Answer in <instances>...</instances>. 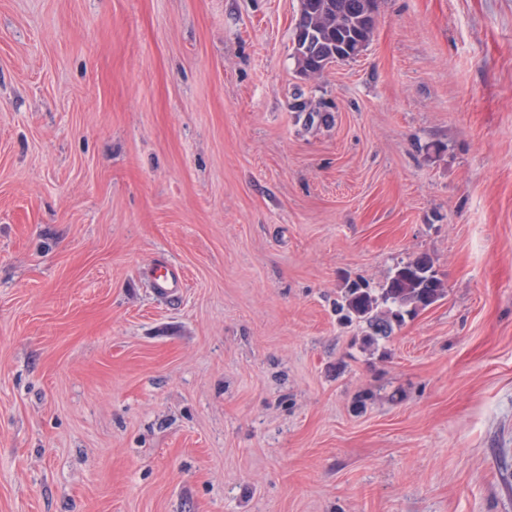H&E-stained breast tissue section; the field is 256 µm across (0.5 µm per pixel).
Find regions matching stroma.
I'll return each instance as SVG.
<instances>
[{"label": "stroma", "instance_id": "35a3bbf8", "mask_svg": "<svg viewBox=\"0 0 512 512\" xmlns=\"http://www.w3.org/2000/svg\"><path fill=\"white\" fill-rule=\"evenodd\" d=\"M298 12L0 0V512H512V0ZM294 58L306 75L319 76L332 61L354 59L373 34L376 0H300ZM445 285L425 254L400 263L379 290L353 282L344 289L337 311L344 321L365 323L373 334L369 342L387 336L393 324L400 325L405 315L425 310L444 296Z\"/></svg>", "mask_w": 512, "mask_h": 512}]
</instances>
